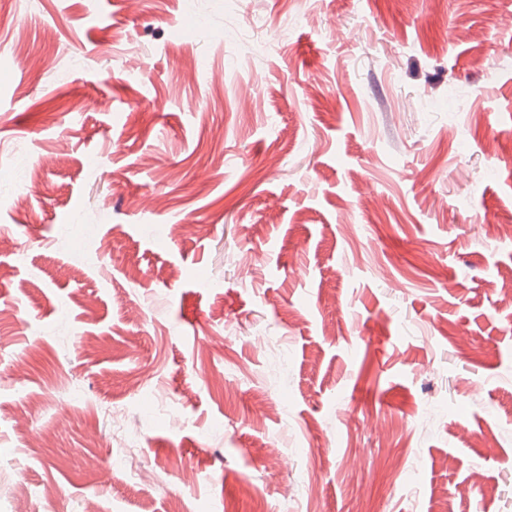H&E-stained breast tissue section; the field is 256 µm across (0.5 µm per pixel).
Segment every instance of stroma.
I'll return each mask as SVG.
<instances>
[{
    "label": "stroma",
    "mask_w": 512,
    "mask_h": 512,
    "mask_svg": "<svg viewBox=\"0 0 512 512\" xmlns=\"http://www.w3.org/2000/svg\"><path fill=\"white\" fill-rule=\"evenodd\" d=\"M511 16L0 0V512H512Z\"/></svg>",
    "instance_id": "obj_1"
}]
</instances>
